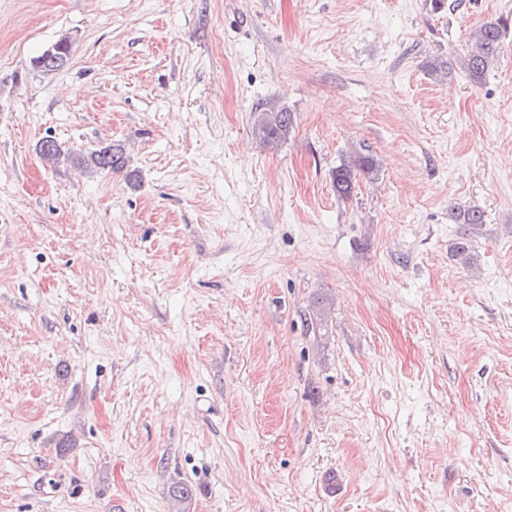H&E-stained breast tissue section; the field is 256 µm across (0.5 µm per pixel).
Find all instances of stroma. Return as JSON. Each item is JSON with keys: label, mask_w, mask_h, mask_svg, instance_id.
<instances>
[{"label": "stroma", "mask_w": 512, "mask_h": 512, "mask_svg": "<svg viewBox=\"0 0 512 512\" xmlns=\"http://www.w3.org/2000/svg\"><path fill=\"white\" fill-rule=\"evenodd\" d=\"M67 32L69 64L34 69ZM266 102L293 117L274 148ZM358 152L378 172L339 200ZM509 500L512 0H0V512ZM505 25L487 22L475 28L462 56L463 69L470 81L479 84L494 67L503 49ZM270 105L266 104L253 112L251 134L261 144L272 148L288 139L292 129V115L286 108L277 105L265 108ZM40 152L43 156L54 159L66 156L74 166L85 172L99 170L120 172L128 165L123 147L120 144L112 143V141L102 143L98 149L83 155L74 152L65 153L54 139L48 138L41 141ZM377 164L373 156L359 153L352 160L337 166L333 174L336 197L341 200L350 198L359 175H374L377 172Z\"/></svg>", "instance_id": "obj_1"}]
</instances>
